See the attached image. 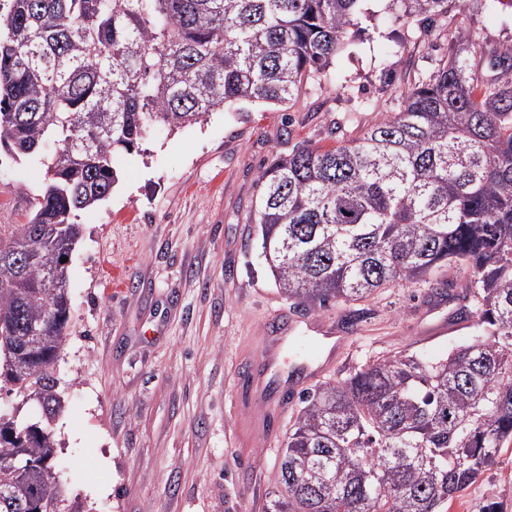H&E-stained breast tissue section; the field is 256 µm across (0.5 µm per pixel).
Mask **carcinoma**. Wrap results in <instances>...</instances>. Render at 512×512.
<instances>
[{
    "mask_svg": "<svg viewBox=\"0 0 512 512\" xmlns=\"http://www.w3.org/2000/svg\"><path fill=\"white\" fill-rule=\"evenodd\" d=\"M359 0H9L0 13V152L45 171L26 224H0V390L37 394L45 424L0 425V512H82L45 479L63 409L51 365L70 318L77 213L112 193V156L150 125L200 123L234 102L294 106L360 28ZM404 22L448 0H389ZM456 32L398 109L333 150L304 146L259 175L254 221L297 304L362 301L460 265L480 333L430 361L400 353L301 398L265 512H448L512 441V43L476 75ZM55 288L43 287L49 271ZM36 348L17 354L29 324Z\"/></svg>",
    "mask_w": 512,
    "mask_h": 512,
    "instance_id": "1",
    "label": "carcinoma"
}]
</instances>
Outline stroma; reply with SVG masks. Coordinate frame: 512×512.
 <instances>
[{"label": "stroma", "mask_w": 512, "mask_h": 512, "mask_svg": "<svg viewBox=\"0 0 512 512\" xmlns=\"http://www.w3.org/2000/svg\"><path fill=\"white\" fill-rule=\"evenodd\" d=\"M359 9L363 32L292 108L233 104L177 132L153 128L139 149L114 154L111 196L80 212L53 433L64 495L85 512H264L298 409L267 432L237 406L236 384L273 314L352 324L355 343L332 380L404 350L438 359L477 334L460 316L471 306L462 268L323 310L281 294L262 254L257 176L276 156L359 137L447 54L454 31L475 32L481 66L512 42V0H448L445 15L408 24L388 0ZM43 182L27 162L0 160V224L27 223ZM436 281L446 292L432 293ZM440 321L453 332L428 338L425 326ZM494 501L512 512V443L448 512Z\"/></svg>", "instance_id": "1"}]
</instances>
